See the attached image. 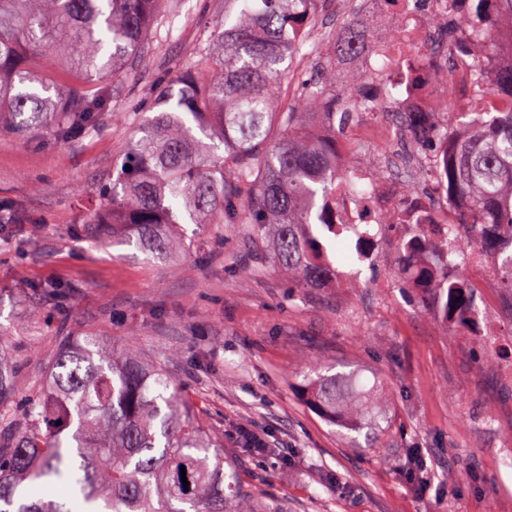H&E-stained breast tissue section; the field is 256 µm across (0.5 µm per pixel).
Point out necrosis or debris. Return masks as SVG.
I'll list each match as a JSON object with an SVG mask.
<instances>
[{"label": "necrosis or debris", "mask_w": 512, "mask_h": 512, "mask_svg": "<svg viewBox=\"0 0 512 512\" xmlns=\"http://www.w3.org/2000/svg\"><path fill=\"white\" fill-rule=\"evenodd\" d=\"M370 9L388 20L390 33L375 37L358 57L368 86L377 96H388L387 111L421 120L415 146L426 164L436 165L444 157L446 142L437 134L434 118L448 109L437 80L456 78L455 71L446 67L447 49L435 40L437 29L448 22L446 4L444 0H373ZM406 44L412 46V53L403 52ZM336 165L348 169L349 181L337 184L328 211L337 235L350 241L356 261L349 268L333 269L324 287H347L361 277L387 240L411 235L418 245L406 257L404 273L414 287H428L440 271L438 257L452 238L447 208L414 195L394 176L380 179L370 167L348 166L344 155H337Z\"/></svg>", "instance_id": "obj_1"}]
</instances>
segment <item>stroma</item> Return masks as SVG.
Returning <instances> with one entry per match:
<instances>
[{
    "label": "stroma",
    "instance_id": "obj_1",
    "mask_svg": "<svg viewBox=\"0 0 512 512\" xmlns=\"http://www.w3.org/2000/svg\"><path fill=\"white\" fill-rule=\"evenodd\" d=\"M173 23L159 22L142 68L112 88L122 122L67 144L0 132V208L33 216L0 226V348L21 365L20 393L42 375L53 330H98L133 341L146 357L171 351V367L209 429L238 462L242 479L283 501L288 512H512V384L486 362L483 337L449 330L432 291L399 271L396 241L365 270L362 288H300L272 265L254 269L239 225L199 241L176 260L147 257L112 241V228L88 221L91 196L142 135L154 84L197 62L221 0H178ZM380 118L370 115L337 137L354 161H382ZM27 243L18 255L5 241ZM497 322V343L512 350L511 294L481 287ZM32 282L69 287L63 305L34 303ZM321 363L379 382L386 421L348 434L308 405L299 373ZM248 427L275 447L255 454L229 439ZM418 451L427 481L403 473Z\"/></svg>",
    "mask_w": 512,
    "mask_h": 512
}]
</instances>
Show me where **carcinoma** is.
<instances>
[{
  "label": "carcinoma",
  "mask_w": 512,
  "mask_h": 512,
  "mask_svg": "<svg viewBox=\"0 0 512 512\" xmlns=\"http://www.w3.org/2000/svg\"><path fill=\"white\" fill-rule=\"evenodd\" d=\"M512 13V0H465L469 23L457 21L448 2V41L453 62L468 84V103L448 95V159L443 170L448 208L463 202L459 224L512 227V95L507 104L475 106L492 97L491 85L512 91V68L489 71L469 64L482 37L486 57L493 42L488 2ZM224 0V19L189 69L173 71L152 90L155 114L144 135L113 166L112 182L98 188L91 223L112 225V237L150 254L186 246V224L197 236L220 224L248 228L255 256L303 286L324 278L336 242L325 210L336 185L332 155L336 132L374 114L381 103L363 92L366 79L351 70L336 77V59L364 46L358 22L330 35L320 48L288 40L285 21L296 7L314 10L320 0ZM167 0H0V128L45 131L69 142L95 130L111 111L112 90L149 47L152 25ZM300 56L296 89L281 87L284 64ZM51 57L72 78L56 88L55 72L34 67ZM320 116L326 136L308 139L305 118ZM466 258L443 250L441 273L431 290L443 301L467 287ZM28 291L63 302L67 286L32 283ZM55 350L29 396L18 393V367L0 349V512H283L240 477L201 418L182 383L159 362L149 364L129 343L116 347L100 331L54 332ZM313 406L329 421L343 410L346 428L359 432L380 419L379 394H355L346 374H303ZM186 468L189 485L182 483ZM49 480L74 491L68 500L40 495Z\"/></svg>",
  "instance_id": "cac0c4a2"
}]
</instances>
